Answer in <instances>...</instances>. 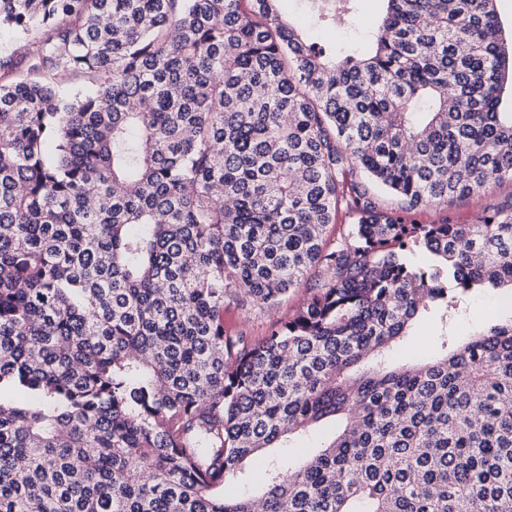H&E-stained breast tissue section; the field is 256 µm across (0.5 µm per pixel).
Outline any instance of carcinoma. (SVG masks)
Returning <instances> with one entry per match:
<instances>
[{
  "label": "carcinoma",
  "mask_w": 512,
  "mask_h": 512,
  "mask_svg": "<svg viewBox=\"0 0 512 512\" xmlns=\"http://www.w3.org/2000/svg\"><path fill=\"white\" fill-rule=\"evenodd\" d=\"M279 2L0 0L35 35L0 64V512H512V315L390 366L512 293V201L404 219L512 180L497 0H380L342 57ZM309 2L355 29L359 0ZM316 267L269 335L224 333ZM327 418L299 468L269 453ZM256 459L262 493L224 495ZM512 200V181L500 180L488 184L478 198L448 200V204H435L412 211L408 220L417 224H439L450 219L459 224H469L475 218ZM511 303L510 294L500 291L491 290L472 298L457 316L448 319V337H463L471 334L488 319L506 314L510 310ZM446 333L445 328L436 321H430L425 324L417 336H413L401 348V357L403 359H413L426 355L439 342L442 333Z\"/></svg>",
  "instance_id": "cac0c4a2"
}]
</instances>
